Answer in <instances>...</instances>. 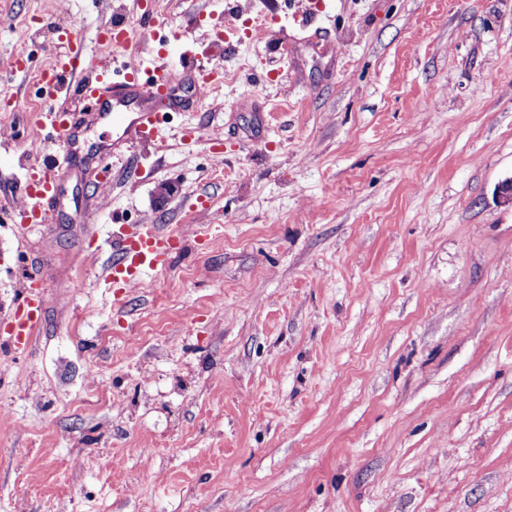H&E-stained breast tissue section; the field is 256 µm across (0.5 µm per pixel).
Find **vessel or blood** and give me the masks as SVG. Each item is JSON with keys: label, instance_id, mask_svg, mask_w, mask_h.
<instances>
[{"label": "vessel or blood", "instance_id": "obj_1", "mask_svg": "<svg viewBox=\"0 0 512 512\" xmlns=\"http://www.w3.org/2000/svg\"><path fill=\"white\" fill-rule=\"evenodd\" d=\"M58 38L65 49L39 73L37 84L52 103L44 122L66 142L67 149L63 155L29 164L20 189L23 202L15 210L21 224H52L58 218L62 177L73 164L83 125L84 112L72 106V99L92 103L99 120L121 130L104 148V162L96 166L94 184L100 187L108 183L113 161L129 162L130 174H139V167L130 163L133 150L162 140L168 113L202 105L224 79L220 66L188 60L176 69L162 56L147 66L127 64L118 76L115 58L86 54L76 31H62ZM174 245L173 236L158 225H115L112 264L104 272V283L114 293H126L146 273L167 269ZM47 279L41 271L29 272L24 278L22 299L7 319L6 332L15 351H27L41 327L48 304Z\"/></svg>", "mask_w": 512, "mask_h": 512}]
</instances>
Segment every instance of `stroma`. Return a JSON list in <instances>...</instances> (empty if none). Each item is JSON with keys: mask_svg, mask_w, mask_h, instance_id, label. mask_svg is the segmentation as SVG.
<instances>
[{"mask_svg": "<svg viewBox=\"0 0 512 512\" xmlns=\"http://www.w3.org/2000/svg\"><path fill=\"white\" fill-rule=\"evenodd\" d=\"M154 9L169 63L223 84L84 219L74 165L31 231L12 209L54 149L53 30L98 55L137 12L0 0V512H512V0ZM117 224L183 245L122 296L100 280ZM36 269L48 307L16 354L3 324Z\"/></svg>", "mask_w": 512, "mask_h": 512, "instance_id": "1", "label": "stroma"}]
</instances>
